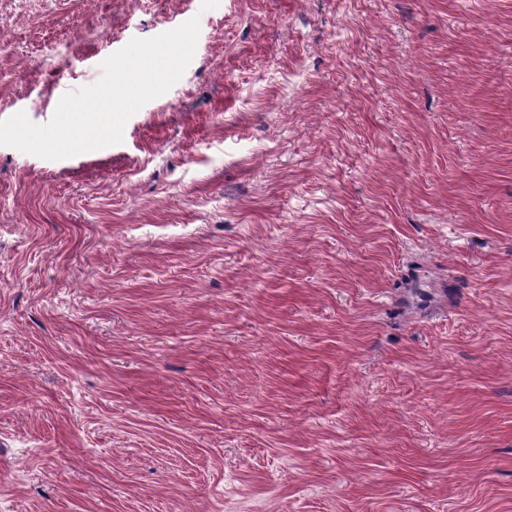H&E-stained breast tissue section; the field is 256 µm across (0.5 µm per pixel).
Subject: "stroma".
I'll use <instances>...</instances> for the list:
<instances>
[{
	"instance_id": "35a3bbf8",
	"label": "stroma",
	"mask_w": 512,
	"mask_h": 512,
	"mask_svg": "<svg viewBox=\"0 0 512 512\" xmlns=\"http://www.w3.org/2000/svg\"><path fill=\"white\" fill-rule=\"evenodd\" d=\"M193 18L0 145V512H512V0H0V121Z\"/></svg>"
}]
</instances>
